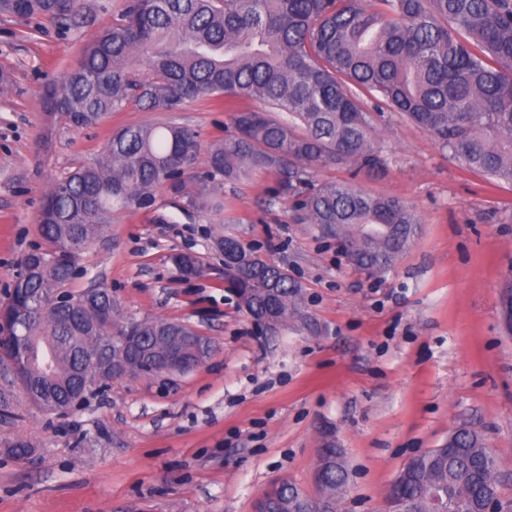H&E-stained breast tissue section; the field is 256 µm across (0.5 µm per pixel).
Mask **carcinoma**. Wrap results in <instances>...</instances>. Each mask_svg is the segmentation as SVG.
<instances>
[{
    "label": "carcinoma",
    "instance_id": "obj_1",
    "mask_svg": "<svg viewBox=\"0 0 512 512\" xmlns=\"http://www.w3.org/2000/svg\"><path fill=\"white\" fill-rule=\"evenodd\" d=\"M0 13L49 22L67 33L89 23L92 0H0ZM188 100L224 106L231 126L193 164L199 132L173 119L116 131L103 155L58 179L43 197L44 245L28 253L27 275L0 309V416L18 397L55 414L97 381L148 374L141 360L179 350H213L209 337L167 319H126L105 288L59 296L76 258L121 209L152 201L163 185L183 208L224 206L226 184L272 177L267 205L282 203L296 224H312L347 246L348 264L384 277L417 235L416 211L350 180L320 181L316 170L352 165L351 177L379 176L387 159L379 121L393 112L429 134L471 172L512 186V0H128L84 51L78 67L45 88L42 106L72 127L90 126L136 105L178 112ZM203 187L188 190V183ZM224 252V288L252 313L307 321L302 286L288 270L238 239ZM174 263L188 277L207 268L190 254ZM460 452L430 449L403 477L410 512H428L441 487L447 512H477L498 494L496 460L482 434L454 432ZM331 512L347 494L344 469L324 470ZM301 489L281 481L271 512H298Z\"/></svg>",
    "mask_w": 512,
    "mask_h": 512
}]
</instances>
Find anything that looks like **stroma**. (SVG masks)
Wrapping results in <instances>:
<instances>
[{
	"label": "stroma",
	"mask_w": 512,
	"mask_h": 512,
	"mask_svg": "<svg viewBox=\"0 0 512 512\" xmlns=\"http://www.w3.org/2000/svg\"><path fill=\"white\" fill-rule=\"evenodd\" d=\"M123 2L97 0L94 22L66 34L0 14V303L40 241L45 191L97 160L114 130L173 119L195 128L203 149L224 138L228 116L206 102L174 114L131 106L86 129L42 108L43 90ZM379 143L388 171L360 187L421 219L379 280L285 206H266V176L225 188L217 216L180 211L162 186L149 206L116 213L79 255L69 291L108 289L124 317L195 326L214 350L181 375L109 381L62 417L17 403L0 417V512H254L276 481L314 491L323 448L342 449L352 473L342 512H386L407 460L462 427L484 435L512 512V335L499 304L512 275V186L466 170L393 113ZM224 235L302 284L315 329L259 333L224 288ZM180 251L200 256L208 276L183 279L171 261ZM17 439L31 457L4 454Z\"/></svg>",
	"instance_id": "obj_1"
}]
</instances>
